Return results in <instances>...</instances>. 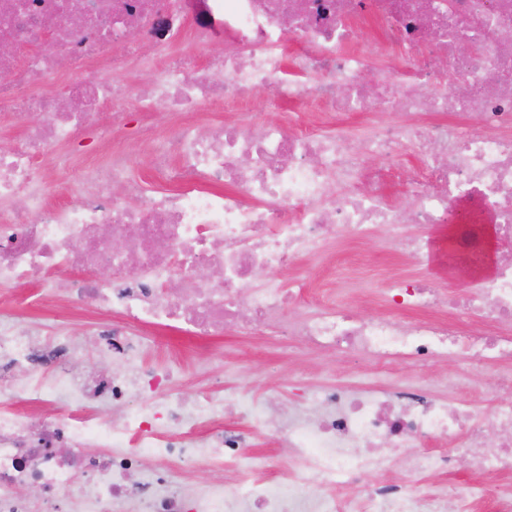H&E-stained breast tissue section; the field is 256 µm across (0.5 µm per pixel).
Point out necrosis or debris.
Segmentation results:
<instances>
[{"label": "necrosis or debris", "mask_w": 512, "mask_h": 512, "mask_svg": "<svg viewBox=\"0 0 512 512\" xmlns=\"http://www.w3.org/2000/svg\"><path fill=\"white\" fill-rule=\"evenodd\" d=\"M505 26L512 0H0V38L24 50L0 56V112L25 123L0 151V285H33L43 305L116 320L97 333L100 352L137 370L78 372L79 340L23 335L0 309V365L18 373L0 403V512H447L452 500L479 512L491 497L496 512H512V495L489 484L512 479V379L481 409L432 396L436 374L414 396L404 385L315 387L275 428L245 391L174 399L171 371L140 363L152 330L182 331L205 349L225 330L266 328L384 363L427 367L451 354L464 381L512 365V261L456 299L424 280L389 279L383 298L417 313L409 323L339 312L333 294L308 300L302 279L280 276L339 235L365 239L379 226L414 261L429 246L409 224L485 220L512 243V54L493 41ZM368 27L379 45H403L404 63L364 49ZM144 34L153 54L141 52ZM48 40L54 51H43ZM185 40L204 66L181 54ZM461 42L477 53L458 55ZM123 71L142 79L110 81ZM60 82L78 109L62 107ZM259 86L271 104L298 105L293 130L245 109ZM132 101L174 122L140 134L153 190L129 178L134 152L112 148L127 138ZM96 105L110 108V125L79 164L69 146ZM217 106L228 118L198 133V114ZM386 112L395 122L378 124ZM348 114L368 116V128L347 129ZM358 138L388 158L421 156L408 206L387 202L391 171L364 170ZM205 266L223 279L195 281ZM73 268L78 280H58ZM133 398L114 421L111 407ZM227 415L276 433L283 459L215 430ZM429 441L448 449L426 451ZM402 448L417 477L453 471L447 490H355ZM189 468L229 473L234 493L210 479L176 489Z\"/></svg>", "instance_id": "1"}]
</instances>
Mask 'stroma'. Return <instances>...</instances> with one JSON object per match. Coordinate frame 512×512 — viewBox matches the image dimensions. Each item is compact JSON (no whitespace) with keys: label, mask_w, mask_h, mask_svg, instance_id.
I'll return each instance as SVG.
<instances>
[{"label":"stroma","mask_w":512,"mask_h":512,"mask_svg":"<svg viewBox=\"0 0 512 512\" xmlns=\"http://www.w3.org/2000/svg\"><path fill=\"white\" fill-rule=\"evenodd\" d=\"M406 231L422 234L429 240L430 255L425 261L416 262L391 251L387 244L388 233L381 228L372 237L359 242L338 238L328 259L299 260L285 271L284 276L288 279L295 276L304 278L307 293L319 297L330 286L329 266L359 274L370 282L372 295L366 297L350 292L342 297V304L362 316L388 314L399 322L411 321L412 316L388 312L381 291L391 276L416 275L447 289L451 294H461L471 289V282L452 278L448 274V257L440 246L446 234L443 225L421 229L410 224ZM16 319L24 325L40 323L46 326L62 321L73 335L79 337L89 332L95 315L92 311L81 309L20 308L16 311ZM143 356L161 366L178 367L181 383L177 391L188 398L219 381L224 386L249 391L260 401L265 400L268 392L276 391L282 400L291 405L296 402L295 384L301 376L313 386L366 383L391 387L413 378L417 373L416 367L408 363L397 362L383 371L368 356L313 351L297 338L268 341L231 333L212 341L209 353L201 355L195 353L189 341L172 338L167 331L154 332L148 336ZM435 369L448 377L447 384L439 386V394L458 396L483 408L501 393L494 373H487L482 382L467 384L456 379L454 361H439Z\"/></svg>","instance_id":"1"}]
</instances>
